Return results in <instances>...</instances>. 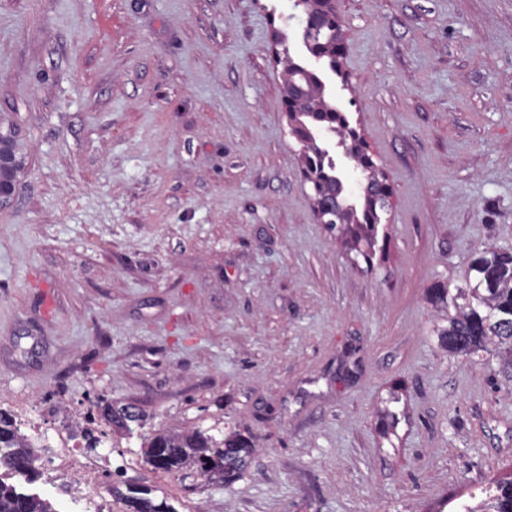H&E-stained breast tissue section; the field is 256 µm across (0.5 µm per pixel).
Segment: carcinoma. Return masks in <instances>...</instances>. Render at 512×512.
Returning <instances> with one entry per match:
<instances>
[{
	"label": "carcinoma",
	"mask_w": 512,
	"mask_h": 512,
	"mask_svg": "<svg viewBox=\"0 0 512 512\" xmlns=\"http://www.w3.org/2000/svg\"><path fill=\"white\" fill-rule=\"evenodd\" d=\"M363 222L349 228L353 238L373 245L377 216L369 209ZM431 300L446 309V324L434 329L440 347L452 355L476 356L495 344L500 354L512 360V252L494 245L485 247L463 272V283L453 288L440 284ZM147 463L154 470L174 472L187 465L215 458L222 469L207 475L213 483L228 484L248 466L251 443L238 434L217 439L202 432L158 433L142 436ZM35 448L21 434L12 418L0 412V469L16 463L25 466V480L36 474ZM133 512H175L162 500L147 496L127 498ZM462 512H512V480L498 482L473 504H461ZM0 512H55L48 500L0 481Z\"/></svg>",
	"instance_id": "1"
}]
</instances>
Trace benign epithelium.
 Here are the masks:
<instances>
[{
	"label": "benign epithelium",
	"instance_id": "1",
	"mask_svg": "<svg viewBox=\"0 0 512 512\" xmlns=\"http://www.w3.org/2000/svg\"><path fill=\"white\" fill-rule=\"evenodd\" d=\"M335 0H319L307 7L305 0H291L292 17L297 19L299 33L308 52L306 60L298 63L283 49L288 78L283 87V98L287 109L291 133L303 147V176L314 192V212L321 224H343L354 222L355 205L350 203L357 191H362L363 200L373 198L378 205H385L389 188L385 178L376 175L377 166L368 153L361 132L350 126L346 117L335 106L325 101L326 83L318 79L304 84L303 79L322 69L323 65L342 80L341 59L344 55L342 20L333 8ZM320 112L324 115L319 125H309L307 118ZM332 160L334 179L341 184L342 191L336 195L338 206L328 204V184L315 166L318 157Z\"/></svg>",
	"mask_w": 512,
	"mask_h": 512
}]
</instances>
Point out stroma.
<instances>
[{
	"label": "stroma",
	"instance_id": "stroma-1",
	"mask_svg": "<svg viewBox=\"0 0 512 512\" xmlns=\"http://www.w3.org/2000/svg\"><path fill=\"white\" fill-rule=\"evenodd\" d=\"M334 102L390 188L321 224L283 102L288 0H0V411L91 430L177 512H453L512 476V364L443 350L432 288L512 250V0H336ZM398 396V425L381 409ZM142 431L249 438L232 484ZM363 222L353 224V227L349 228L353 238L357 241L364 239L366 244L373 245L375 234H376V222L377 216L370 210L366 209L362 216ZM355 226V227H354Z\"/></svg>",
	"mask_w": 512,
	"mask_h": 512
}]
</instances>
